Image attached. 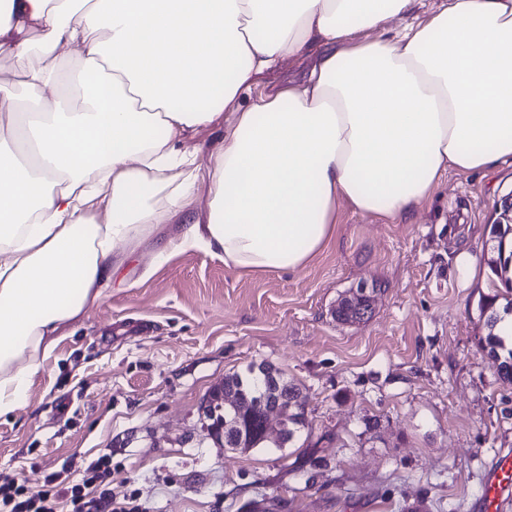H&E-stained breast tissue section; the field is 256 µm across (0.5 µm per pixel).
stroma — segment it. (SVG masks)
Masks as SVG:
<instances>
[{"mask_svg":"<svg viewBox=\"0 0 512 512\" xmlns=\"http://www.w3.org/2000/svg\"><path fill=\"white\" fill-rule=\"evenodd\" d=\"M318 57H284L252 95L302 82ZM511 192L500 164L448 170L399 218L342 206L329 243L291 273L189 250L146 278L143 246L0 417V474L35 488L108 451L113 494L136 492L142 512H470L512 448V380L480 346V306L502 291L482 248ZM373 285L369 318L337 322V300ZM261 362L300 388L308 425L282 449L224 448L201 404Z\"/></svg>","mask_w":512,"mask_h":512,"instance_id":"obj_1","label":"stroma"}]
</instances>
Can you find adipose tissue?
<instances>
[{"instance_id":"adipose-tissue-1","label":"adipose tissue","mask_w":512,"mask_h":512,"mask_svg":"<svg viewBox=\"0 0 512 512\" xmlns=\"http://www.w3.org/2000/svg\"><path fill=\"white\" fill-rule=\"evenodd\" d=\"M410 3L7 0L0 54L28 96L18 105L0 85V416L158 225L179 230L154 265L201 249L295 272L332 237L339 204L402 216L448 169L512 163V0H445L391 28ZM313 42L307 81L241 105L257 75ZM227 110L200 217L196 156L180 143Z\"/></svg>"}]
</instances>
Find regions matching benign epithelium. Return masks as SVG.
<instances>
[{"label": "benign epithelium", "instance_id": "1", "mask_svg": "<svg viewBox=\"0 0 512 512\" xmlns=\"http://www.w3.org/2000/svg\"><path fill=\"white\" fill-rule=\"evenodd\" d=\"M497 223L512 224V192L503 196L496 205ZM277 383L276 373L271 370L268 372L267 387L265 391L254 396L251 400H242L235 391L230 390L224 385L214 387L205 397L202 403V412L204 417L209 420L206 426V432L209 434H218L220 436L239 427V415L242 408L248 406L254 408L260 413V423L262 438H278L288 428V418L281 411L282 397L280 391L274 389L273 384ZM228 407L231 412L219 423H212L213 414L219 408Z\"/></svg>", "mask_w": 512, "mask_h": 512}]
</instances>
